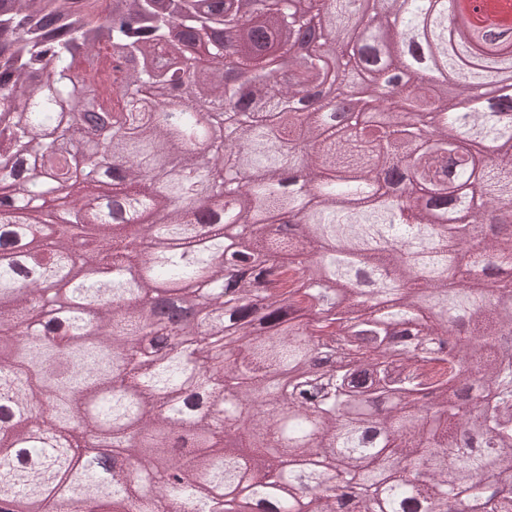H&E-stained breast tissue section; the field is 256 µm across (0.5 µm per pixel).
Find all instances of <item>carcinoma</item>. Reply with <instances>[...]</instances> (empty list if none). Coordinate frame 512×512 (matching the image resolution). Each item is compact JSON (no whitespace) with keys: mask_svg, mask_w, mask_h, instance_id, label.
<instances>
[{"mask_svg":"<svg viewBox=\"0 0 512 512\" xmlns=\"http://www.w3.org/2000/svg\"><path fill=\"white\" fill-rule=\"evenodd\" d=\"M102 2L0 0V452L13 461L0 463V492L41 512H204L209 484L248 473L261 512H336L343 490L356 512H463L459 488L481 512H512V157L467 148L477 135L512 143V104L450 112L443 86L393 99L385 74L405 66L399 42L418 26L406 0L356 26L350 0H307L302 13L288 0H180L177 15L127 0L120 20ZM230 27L255 112L235 111L241 88L223 73ZM306 36L344 85L373 64L383 129L353 108L286 107L326 78L321 56L298 52ZM428 49L451 73L469 59L466 96L480 97L490 67L512 80V40L465 27ZM117 51L144 65L117 89L100 79L104 103L73 71L85 53ZM184 84L180 112L156 111ZM193 137L206 156L185 148ZM241 168L243 182H225ZM297 168L308 190L287 193ZM64 172L75 205L92 182L122 198L92 211L81 253L39 198ZM198 184L238 193L237 228L204 225L205 249ZM257 208L302 233L254 228ZM141 212L152 222L128 232ZM257 261L213 294L225 263ZM161 283L180 286L186 315L206 303L212 323L148 321ZM42 315L56 344L17 346ZM336 347L341 362L321 367ZM188 380L222 412L164 399ZM104 432L137 483L114 474L103 489L81 461ZM171 466L192 481L168 483Z\"/></svg>","mask_w":512,"mask_h":512,"instance_id":"carcinoma-1","label":"carcinoma"}]
</instances>
